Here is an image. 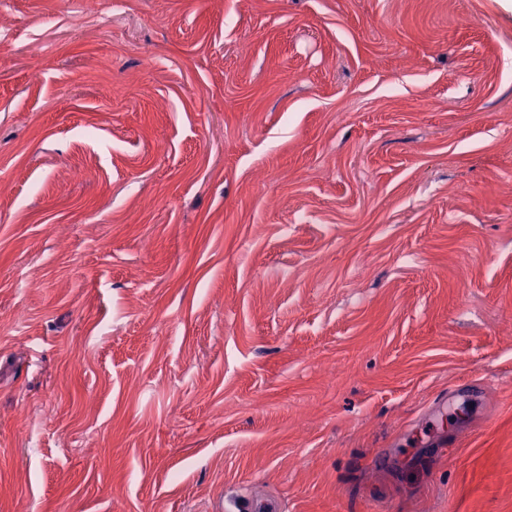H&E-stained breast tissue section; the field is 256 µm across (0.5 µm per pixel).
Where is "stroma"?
<instances>
[{"label": "stroma", "mask_w": 512, "mask_h": 512, "mask_svg": "<svg viewBox=\"0 0 512 512\" xmlns=\"http://www.w3.org/2000/svg\"><path fill=\"white\" fill-rule=\"evenodd\" d=\"M242 494L512 512L498 0H0V512Z\"/></svg>", "instance_id": "35a3bbf8"}]
</instances>
